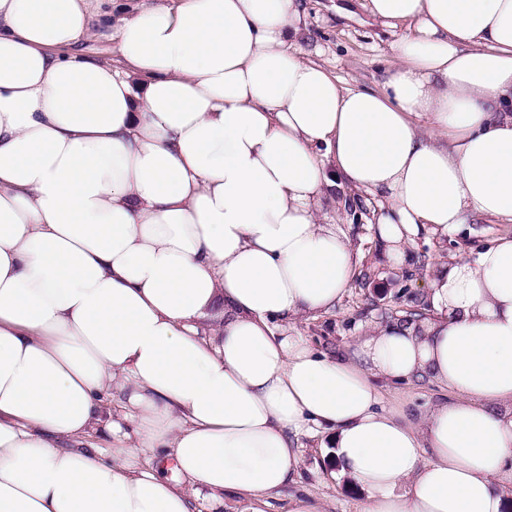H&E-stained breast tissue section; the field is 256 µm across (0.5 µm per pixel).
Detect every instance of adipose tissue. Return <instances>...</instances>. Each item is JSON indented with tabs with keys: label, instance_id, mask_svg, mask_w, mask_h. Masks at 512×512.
I'll list each match as a JSON object with an SVG mask.
<instances>
[{
	"label": "adipose tissue",
	"instance_id": "ef3b65f1",
	"mask_svg": "<svg viewBox=\"0 0 512 512\" xmlns=\"http://www.w3.org/2000/svg\"><path fill=\"white\" fill-rule=\"evenodd\" d=\"M111 3L0 0V512H194L202 488L264 512L320 432L360 512H505L512 234L353 358L276 328L354 277L334 186L381 199L396 266L512 223V0H364L401 32L380 92L291 51L301 0ZM425 378L452 397L420 422L381 408Z\"/></svg>",
	"mask_w": 512,
	"mask_h": 512
}]
</instances>
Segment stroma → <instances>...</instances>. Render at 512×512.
Here are the masks:
<instances>
[{
    "label": "stroma",
    "mask_w": 512,
    "mask_h": 512,
    "mask_svg": "<svg viewBox=\"0 0 512 512\" xmlns=\"http://www.w3.org/2000/svg\"><path fill=\"white\" fill-rule=\"evenodd\" d=\"M301 29L297 51L325 67L341 86L382 90L395 64L392 45L400 33L372 19L360 0H303ZM378 210L377 198L348 189L334 191L332 200L324 204L328 223L342 225L359 263L336 308L298 320L293 330L331 357L350 353L376 326L402 321L411 312L432 315L429 280L434 264L477 249L497 235L512 233V223L479 217L448 240L418 238L407 250L405 265L396 268L387 263L375 236ZM446 396L438 383L422 380L387 393L385 404L415 421ZM298 443L299 474L270 499L266 512H287L288 500L295 494L311 496L318 512H358L359 490L329 476L334 469L330 449L306 436L299 437Z\"/></svg>",
    "instance_id": "obj_1"
}]
</instances>
